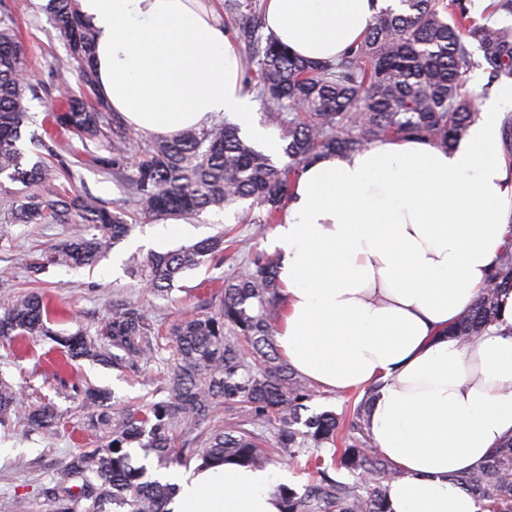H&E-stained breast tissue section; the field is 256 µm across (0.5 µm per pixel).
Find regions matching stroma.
Returning <instances> with one entry per match:
<instances>
[{
  "instance_id": "1",
  "label": "stroma",
  "mask_w": 512,
  "mask_h": 512,
  "mask_svg": "<svg viewBox=\"0 0 512 512\" xmlns=\"http://www.w3.org/2000/svg\"><path fill=\"white\" fill-rule=\"evenodd\" d=\"M0 21L12 24L29 48L28 64L40 80L37 97L28 101L29 119L18 143L23 152L32 149L31 134L40 132L43 120L57 96V72H64L71 96L91 99L78 74L69 62L68 47L55 29L49 8L37 0H0ZM57 153L70 169L64 185L82 196L102 201L121 202L128 197L127 183L113 174L105 164L110 154L103 143L84 140L69 131L57 133ZM250 204L241 202L224 209H214L183 224L179 233L167 240L154 239L156 222L136 219L128 237L115 244H105L94 268L72 269L48 261L52 245L66 239L70 230L63 224H14L7 206H0V303L15 294L38 289L54 310L51 335L38 336L26 343L21 354H13L8 344L0 343V374L30 400L54 401L64 414L59 433L45 440L27 434L22 422L9 429L0 428V512H16L24 504L27 512H48L41 495L43 485L68 463L73 454L96 447L99 439L87 426L83 412L74 399L71 384L89 382L109 391L113 408L154 403L164 400L156 376L170 358L162 351L155 360L144 364L138 379L131 380L112 367L88 360L74 362L65 376H55L47 361L54 346L53 334H69L78 328L96 333L117 303L134 301L142 304L162 328L178 320L214 311L210 293L218 289L231 263L208 260L185 271L175 282L169 296L152 295L142 279L130 275L125 264L133 254L167 252L195 244L224 229L233 230L240 255L267 248V238L255 233L250 224ZM28 254L42 259L40 270L17 264L16 256Z\"/></svg>"
}]
</instances>
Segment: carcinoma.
Masks as SVG:
<instances>
[{
    "mask_svg": "<svg viewBox=\"0 0 512 512\" xmlns=\"http://www.w3.org/2000/svg\"><path fill=\"white\" fill-rule=\"evenodd\" d=\"M53 22L78 62L84 84L96 91L95 35L80 16L75 0H52ZM398 12L382 10L357 48L334 63H313L292 55L273 37H262L257 0H234L238 18L236 41L244 46L246 89L261 99L266 114L280 120L292 165L275 167L269 158L246 144L237 127L214 124L188 130L148 145L129 179V199L111 206L96 198L52 188L62 168L48 162L57 157L53 133L37 139L46 151L26 164L17 147L28 120V95H37L36 75L26 69L27 47L13 26H0V176L21 185L0 193L15 195L19 224H66L69 237L54 247L73 268L93 266L102 245L130 234L129 218L199 216L250 200L259 209L253 223L262 229L278 223L300 169L319 156L349 154L370 142L400 138L428 140L453 147L476 120L473 97L463 76L474 66L491 81L512 80V25L475 23L465 0H401ZM450 12V17L443 13ZM481 52L474 60L468 41ZM50 124L84 139L105 138L112 169H120L133 139L120 117L66 94ZM237 240L225 231L188 247L131 258L129 272L146 279L150 291L172 290L176 279L205 258L236 263L233 275L213 297L217 310L172 325L168 337L143 306L128 302L116 308L95 336L79 329L56 337L62 367L92 360L139 377L141 364L170 343L172 359L160 380L168 393L158 403L110 410L108 394L92 384L74 387L88 426L103 433L104 442L85 448L61 468L43 494L49 512H166L174 487L145 479L129 447L153 453L161 465L179 463L178 440L205 466L236 462L264 467L270 462L266 440L237 423H212L214 410H242L247 422L275 424L273 447L292 458L307 455L315 474L302 492L281 486L283 512H386L382 479L392 474L387 457L375 448L366 430L374 390L365 391L348 428L349 445L332 454L321 446L336 442V415L323 412L302 419L314 391L285 363L276 349L272 329L281 310V284L276 254L255 251L243 259L234 253ZM512 290V251L499 258L489 284L450 332L466 339L489 330L498 321L501 292ZM50 304L35 290L14 296L0 314V340L23 345L33 336H49ZM29 431L50 438L64 417L50 402H30L0 375V427L13 419ZM303 425L304 429L297 428ZM197 433L188 442L184 436ZM313 442L314 449L306 448ZM346 470L354 482L332 477ZM472 494L482 512H512V436L472 472L454 478Z\"/></svg>",
    "mask_w": 512,
    "mask_h": 512,
    "instance_id": "cac0c4a2",
    "label": "carcinoma"
}]
</instances>
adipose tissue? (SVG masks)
Masks as SVG:
<instances>
[{
    "instance_id": "adipose-tissue-1",
    "label": "adipose tissue",
    "mask_w": 512,
    "mask_h": 512,
    "mask_svg": "<svg viewBox=\"0 0 512 512\" xmlns=\"http://www.w3.org/2000/svg\"><path fill=\"white\" fill-rule=\"evenodd\" d=\"M96 36L99 94L132 129L173 137L224 117L271 147L244 91L234 37L209 0H77ZM400 0H264L291 54L333 62ZM450 149L414 138L328 153L302 167L268 239L280 257L285 362L318 388L376 386L367 431L394 468L387 512H480L453 483L512 435V291L499 319L462 342L470 309L512 244V81L476 103ZM282 468L235 463L172 472L170 512H281Z\"/></svg>"
}]
</instances>
